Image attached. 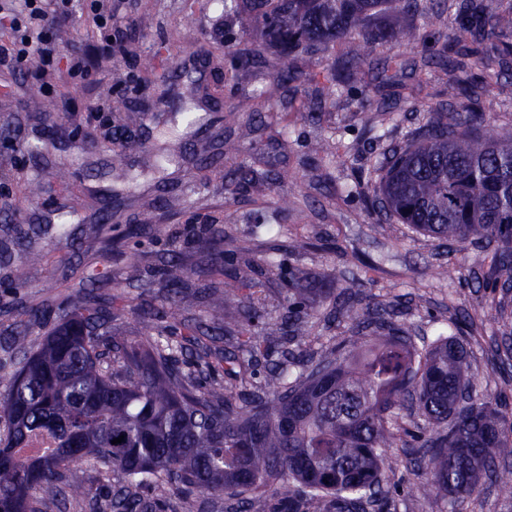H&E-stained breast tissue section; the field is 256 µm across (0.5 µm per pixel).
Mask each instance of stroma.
Wrapping results in <instances>:
<instances>
[{
  "label": "stroma",
  "mask_w": 512,
  "mask_h": 512,
  "mask_svg": "<svg viewBox=\"0 0 512 512\" xmlns=\"http://www.w3.org/2000/svg\"><path fill=\"white\" fill-rule=\"evenodd\" d=\"M108 5L112 31L124 39L120 48L109 47L102 36L93 42L75 39L80 0H73L51 32L59 54L54 74L45 78V93L67 94L69 110L46 118L39 100L25 92L32 80L30 63L0 59V130L10 131L9 138L0 137V233L72 195L84 203L38 262L26 263L16 250L0 254V364L12 366L9 331L26 319L34 303L55 306L83 291L108 298L118 290L132 298L140 280L155 283L148 299L159 302L165 293L161 258L174 245L185 265L183 314L205 321L196 265L204 257L203 242L220 235L228 251L245 243L259 251L276 245L285 266L316 273L317 287L330 289L331 299L316 305L294 357L327 356L339 342L360 335L350 317L336 312L333 298L341 294L363 306L386 308L418 344L456 336L469 352L475 398L506 406L512 419V285L492 268L493 246L468 241L450 249L409 225L380 223L377 199L384 174L378 160L405 147L431 110L448 104L459 112H486L493 117L489 135L512 136V69L480 98L460 93L450 99L448 73L435 67L427 94L405 102L382 83L390 52L379 47L363 63L361 101L343 89H322L319 120L295 117L288 146L269 141L267 109L239 113L225 136L240 146L242 160L264 153L270 169L283 177L248 189L228 205L222 183L205 178L223 169L224 158L209 150L203 92L193 95L191 104L197 123L163 129L138 119L140 108L152 105L153 89H144L134 102L116 90L131 65H154L164 34L210 40L215 55H222L224 43L217 32L224 24L223 0H198L191 11L184 0H108ZM145 9L152 16L148 28L137 23ZM78 56L92 59L89 81L68 72ZM320 137L345 145L348 164L321 162L311 150ZM28 143L45 149L50 161L40 170L45 190L32 198L22 193L37 168L24 150ZM161 150L174 161L159 172L153 161ZM357 177L366 184L368 200L347 195ZM284 220L293 227L291 238H273L271 228ZM445 265L451 268L448 277H437ZM258 281L254 306L262 315L261 333L278 360L285 285L275 272H263ZM388 454L400 460L384 481L395 512H512V493L491 483L484 484L479 497L462 502L437 492L421 494L423 449L398 447Z\"/></svg>",
  "instance_id": "35a3bbf8"
}]
</instances>
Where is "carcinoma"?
Here are the masks:
<instances>
[{
	"label": "carcinoma",
	"instance_id": "obj_1",
	"mask_svg": "<svg viewBox=\"0 0 512 512\" xmlns=\"http://www.w3.org/2000/svg\"><path fill=\"white\" fill-rule=\"evenodd\" d=\"M431 8L429 0H224V16L239 31L257 30L279 52L272 78L280 93L279 111L293 108L298 85L311 81L299 57L329 51L348 39L357 52L339 54L324 75L346 90L363 81L364 53L389 38L399 50L418 43L406 27L386 35L382 15H412ZM449 33L423 45L422 61L448 58V50L472 61L454 67L448 95L466 88L478 97L489 79L490 64L477 32L499 37V64L512 61V9L504 15L481 0H462ZM256 54L224 37V63L215 70L224 97L238 90L241 71L255 67ZM156 72L131 73L123 92L152 85ZM483 112L438 110L417 140L393 153L379 185L386 216L415 231L445 240L448 247L471 241L496 244L495 266L512 270V136L485 137ZM280 172L234 163L224 184L231 201L257 181ZM12 243L32 260L53 248L48 240L33 250L29 231L18 228ZM210 259L200 270L203 296L211 300L213 330L245 337L241 347L251 366L268 353L248 290L258 269H282L277 249L256 255L242 245L224 268V250L209 241ZM167 295L159 307L143 312L146 321L170 320L171 333L193 337L196 355L181 360L183 346L161 337L128 341L112 335V312L93 296L55 308L57 323L36 348L26 346L31 326L43 323L45 311L30 309L16 325L14 343L23 354L18 367L0 365V512H40L44 498L70 489L101 504L98 512H167V492L190 497L209 494L242 504L274 497L279 484H296L267 512H364L386 503L382 483L396 460L384 453L409 434L408 406L427 428L415 436L429 457L423 491L435 489L455 499L479 494L482 483L496 481L512 491V422L492 402L476 401L471 392L470 362L464 344L454 338L433 347H418L412 337L368 309L355 312L366 335L340 342L337 356L316 364L278 362L268 369L264 388L233 391L222 384L202 389V377L238 376L236 358L215 347L214 337L199 336V327L182 317V259L164 260ZM326 295L309 279L288 272V306L281 321L285 345L305 340L312 299ZM243 307V320L232 328L224 306ZM55 449L21 458L17 449L40 435ZM124 436L118 444L112 440ZM94 461V476L80 473L75 462ZM158 493L147 496L144 485Z\"/></svg>",
	"mask_w": 512,
	"mask_h": 512
}]
</instances>
